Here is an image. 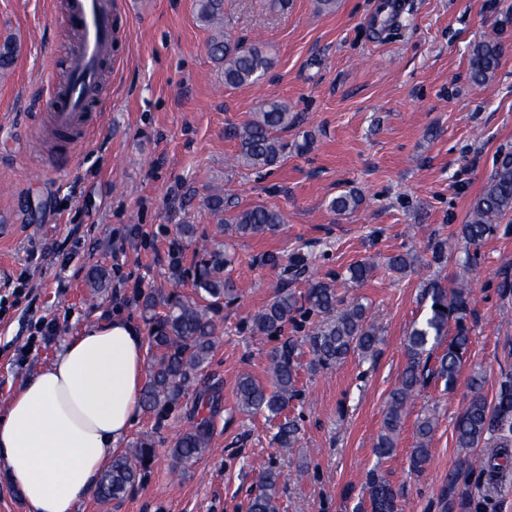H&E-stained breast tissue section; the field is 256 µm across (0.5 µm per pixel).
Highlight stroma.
Here are the masks:
<instances>
[{
	"mask_svg": "<svg viewBox=\"0 0 512 512\" xmlns=\"http://www.w3.org/2000/svg\"><path fill=\"white\" fill-rule=\"evenodd\" d=\"M65 0H0V42L17 44L0 76V408L64 342L110 315L133 319L141 331L143 294L158 299L190 290L168 278L169 254L182 247L192 265L195 247L178 228L192 224L199 239L218 222L206 206L222 189L238 207L265 203L284 222L276 232L234 239L226 270L234 299L218 317L221 343L200 380L220 389L211 419L209 451L181 466L171 450L188 427L190 399L141 409L124 447L152 439L154 457L123 498L88 494L77 512H247L258 477L279 472V512H370L365 483L380 468L400 488L403 512H442L451 475L487 446L458 447L454 423L469 400L468 379L483 376L495 405L501 370L512 369V212L480 245L478 265L466 272L457 259V234L500 156L512 151V0H405L397 30L374 37L380 0H338L319 13L313 0H224V30L240 43L267 44L274 63L256 85L225 88L207 49L209 32L193 0H111L116 35L113 64L98 99L102 119L90 144L75 147L68 169H52V152L39 139L49 79L63 78L75 44L55 16ZM499 35L495 78L470 82L471 45ZM280 99L300 125L283 132L286 156L269 169L233 162L228 129L252 119L262 103ZM312 149L297 153L303 133ZM357 189V211L337 216L329 201ZM448 240L444 266L431 264V237ZM311 253L320 278L345 302L360 301L377 329L371 355L312 371L308 338L322 318L296 314L280 336L254 333L253 316L284 287L303 291L282 269L260 264L267 252ZM418 260L401 276L385 261L400 252ZM371 261L367 282L345 283L347 267ZM107 264L106 288L90 291L92 265ZM30 279L23 295L9 281ZM466 277L475 290L469 318L471 345L453 390L430 382L403 420L396 449L378 459L374 444L387 401L406 364L405 340L428 306L429 280ZM55 326L48 341L40 322ZM297 344L299 395L287 409L299 418L300 441L284 452L272 444L275 427L261 414L240 411L236 384L245 374L271 385L268 357L283 341ZM27 365L17 363L25 344ZM433 425L431 461L420 475L409 468L423 422ZM478 512H512V469L495 485L471 474Z\"/></svg>",
	"mask_w": 512,
	"mask_h": 512,
	"instance_id": "stroma-1",
	"label": "stroma"
}]
</instances>
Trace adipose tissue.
<instances>
[{"label":"adipose tissue","instance_id":"obj_1","mask_svg":"<svg viewBox=\"0 0 512 512\" xmlns=\"http://www.w3.org/2000/svg\"><path fill=\"white\" fill-rule=\"evenodd\" d=\"M140 329L116 315L67 340L0 412V477L27 512H76L139 414Z\"/></svg>","mask_w":512,"mask_h":512}]
</instances>
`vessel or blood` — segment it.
<instances>
[{
	"label": "vessel or blood",
	"instance_id": "b4317fda",
	"mask_svg": "<svg viewBox=\"0 0 512 512\" xmlns=\"http://www.w3.org/2000/svg\"><path fill=\"white\" fill-rule=\"evenodd\" d=\"M62 20L75 34L77 46L68 61L65 81L47 87L44 132L49 137L59 131L69 133L81 145L92 132L87 118L96 107L92 96L112 46V12L103 0H66Z\"/></svg>",
	"mask_w": 512,
	"mask_h": 512
}]
</instances>
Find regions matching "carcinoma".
Segmentation results:
<instances>
[{"label":"carcinoma","mask_w":512,"mask_h":512,"mask_svg":"<svg viewBox=\"0 0 512 512\" xmlns=\"http://www.w3.org/2000/svg\"><path fill=\"white\" fill-rule=\"evenodd\" d=\"M197 18L212 29L208 42L211 57L221 66L224 87L236 89L256 85L270 69L273 58L258 45L244 46L224 32V0H196ZM502 45L499 39L487 37L476 41L469 51V79L474 83L492 80L499 67ZM298 115L289 112L288 105L279 100L264 103L256 118L244 126L230 131L239 141L236 161L246 167L271 168L284 160L285 144L279 133L299 125ZM362 202L355 190L346 191L329 202V209L336 214H349ZM214 214L224 213V223L217 225V233L228 228L238 238L263 236L273 233L283 223L282 213L263 203L245 208L215 192L206 200ZM512 211V152L500 157L493 173L474 200L470 219L458 228V235L465 242L479 246L497 229L496 221ZM201 259L193 270L183 268L182 250L171 251L169 269L178 279L191 274L193 294H174L164 302V312H156L157 301L151 294L143 298V310L150 314L149 343L153 350V363L143 393L146 408L155 409L160 404L171 405L192 396L189 413L190 426L172 448L173 457L182 464L198 461L208 451L211 438V416L218 405V390L213 386L199 387L198 373L210 362L221 343L215 316L224 308V300L234 292L232 280L224 271L233 262L224 242L214 238L200 245ZM289 268L300 276L309 272L312 261L307 255L296 252L288 257ZM411 253H399L388 258L392 272L403 275L413 265ZM372 271L368 262H356L346 270L347 280L360 285L367 281ZM110 278L107 266L97 264L87 275V285L96 290L104 287ZM429 309L422 320L413 327L406 341L407 363L395 388L390 392L381 430L375 444L376 455L386 458L396 448L408 404L415 394L433 377L455 385L470 346L472 289L463 281L452 287L438 280L426 286ZM338 298L336 290L316 278L307 279V289L302 294L283 288L271 303L253 318L254 331L267 336L280 333L292 322L294 313L304 310L319 314L334 312ZM448 338L447 347L437 357L435 368H426L423 357ZM378 336L374 325L366 316V308L357 302L326 322L312 336L310 344L313 358L310 368L329 369L343 363L357 351L374 352ZM294 340L273 351L269 359L272 390L261 386L245 374L237 382L236 397L241 407L250 413H265L267 420H278L274 442L282 449L293 448L299 441L300 426L295 419L281 418L289 402L296 397L297 363L294 359ZM470 398L458 416L454 430L461 448H475L480 443L498 439L493 452L480 459L478 466L468 464L466 469L448 480L450 507L457 512H472L474 500L467 491H458L460 482L467 481L474 470L494 478L502 474L512 462V371L502 373L494 408H489L483 395V377L475 373L469 378ZM433 430L432 423L423 422L419 427L420 442L412 449L411 469L422 473L430 461L427 448ZM154 456L153 444L141 440L133 447L113 456L112 464L98 483L100 499L117 500L124 497L139 479L138 467L145 466ZM278 473L269 469L263 473L260 489L250 499L248 512H278ZM366 490L371 512H402L399 491L377 470L369 472Z\"/></svg>","instance_id":"1"}]
</instances>
